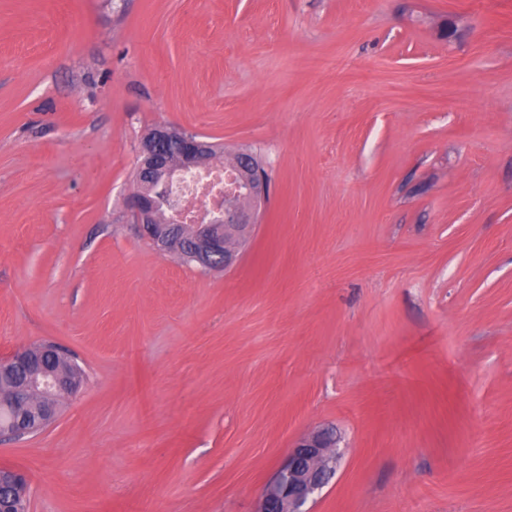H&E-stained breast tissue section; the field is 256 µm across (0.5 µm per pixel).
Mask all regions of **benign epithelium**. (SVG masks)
<instances>
[{"instance_id": "benign-epithelium-1", "label": "benign epithelium", "mask_w": 512, "mask_h": 512, "mask_svg": "<svg viewBox=\"0 0 512 512\" xmlns=\"http://www.w3.org/2000/svg\"><path fill=\"white\" fill-rule=\"evenodd\" d=\"M212 145L194 133L172 126L156 125L144 133L138 144L137 188L127 205L134 223L140 225L160 252L181 251L173 229L188 242L191 259L208 271H221L235 261L259 223L258 204L270 190V177L258 156L243 151L234 165L247 202L212 206L198 224H180L160 216L169 206L161 189L181 171L203 168L211 162ZM54 345L20 348L0 360V380L12 377L17 369L42 366ZM84 382L81 374L63 375L41 371L26 382L0 393V439L10 440L22 432H33L52 420L54 406L61 397L76 393ZM336 431L320 428L303 437L267 482L255 512H310L314 501L335 475L340 459ZM0 512H28L27 482L24 474L0 466Z\"/></svg>"}]
</instances>
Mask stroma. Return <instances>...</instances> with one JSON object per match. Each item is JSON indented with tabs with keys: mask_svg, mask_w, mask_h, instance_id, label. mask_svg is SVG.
Segmentation results:
<instances>
[{
	"mask_svg": "<svg viewBox=\"0 0 512 512\" xmlns=\"http://www.w3.org/2000/svg\"><path fill=\"white\" fill-rule=\"evenodd\" d=\"M257 152L237 262L158 252L141 133ZM85 382L0 442L29 512H512V0H0V357ZM50 344L52 343H46V345L38 349L20 348L6 358H1L0 380L12 377L14 371L17 369L23 368L25 370L32 371L36 367L40 368L46 353L50 351H57V347ZM24 377L25 375L23 373L17 372L10 380H20ZM334 429L320 428L303 437L267 482L255 512H310L335 475L340 459Z\"/></svg>",
	"mask_w": 512,
	"mask_h": 512,
	"instance_id": "35a3bbf8",
	"label": "stroma"
}]
</instances>
